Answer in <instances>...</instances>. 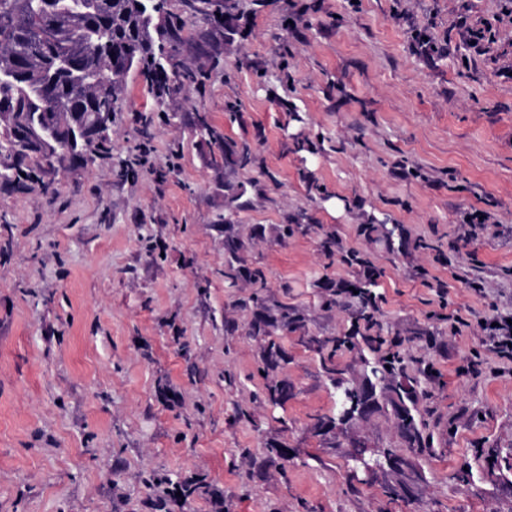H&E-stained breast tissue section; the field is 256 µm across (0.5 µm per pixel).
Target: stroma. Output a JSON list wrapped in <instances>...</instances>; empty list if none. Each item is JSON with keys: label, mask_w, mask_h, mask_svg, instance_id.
Segmentation results:
<instances>
[{"label": "stroma", "mask_w": 512, "mask_h": 512, "mask_svg": "<svg viewBox=\"0 0 512 512\" xmlns=\"http://www.w3.org/2000/svg\"><path fill=\"white\" fill-rule=\"evenodd\" d=\"M505 6L237 0L205 55L204 22L167 0L184 18L178 58L202 82L160 105L130 71L106 154L57 167L46 193L0 188V512H156L158 471L205 479L224 502L196 494L168 512H512V365L460 371L492 357L478 319L512 315ZM463 13L492 24L483 52L460 38ZM197 112L250 147L246 169L212 163L190 127ZM229 184L245 189L246 210L228 213ZM473 209L491 220L467 240L459 225ZM225 213L271 298L304 318L280 336L294 386L281 408L260 397L251 314L224 285ZM284 224L301 230L281 237ZM363 224L378 230L363 236ZM330 234L374 266L376 318L403 339L410 372L434 371L416 402L434 442L410 456L409 498L385 494L402 473L350 468L355 442L398 444L392 417L314 427L335 391L298 338L349 332L341 291L357 277L325 258ZM320 280L340 291L332 309ZM452 308L471 327L454 332ZM276 442L294 455L288 468Z\"/></svg>", "instance_id": "1"}]
</instances>
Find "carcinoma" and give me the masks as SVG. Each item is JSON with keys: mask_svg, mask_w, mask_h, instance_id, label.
Listing matches in <instances>:
<instances>
[{"mask_svg": "<svg viewBox=\"0 0 512 512\" xmlns=\"http://www.w3.org/2000/svg\"><path fill=\"white\" fill-rule=\"evenodd\" d=\"M194 16L217 18L223 0H183ZM164 22L153 26L131 8L129 0H0V182L21 180L30 187L47 189L45 165L51 158L74 164L90 160L92 146L110 142L104 117L122 110L121 78L139 70L158 104L197 80V73L176 61L180 18L166 12ZM174 60L171 68H159L163 57ZM196 135L211 146L213 161L229 170L244 169L252 162L250 147L224 137L207 115L191 121ZM244 241L224 219V283L228 288L246 281L250 293L240 307L252 314L249 335L259 344L258 372L264 373L265 399L277 405L288 402L292 385L276 372L288 363V352L273 337L276 331H295L301 316L286 303H273L267 292L265 272L247 265L242 257ZM367 281L351 295L353 323L371 317ZM301 343L314 352L324 373L337 388L336 411L316 418L315 428L326 433L330 425L347 424L367 404L389 412L404 445L415 452L431 447L425 419L416 410L413 385H397L405 354L394 352L368 362L374 383L358 386L336 380V351L345 344L335 336H304ZM171 485L186 499L209 491L202 480L173 482L167 475L156 479Z\"/></svg>", "mask_w": 512, "mask_h": 512, "instance_id": "obj_1", "label": "carcinoma"}]
</instances>
